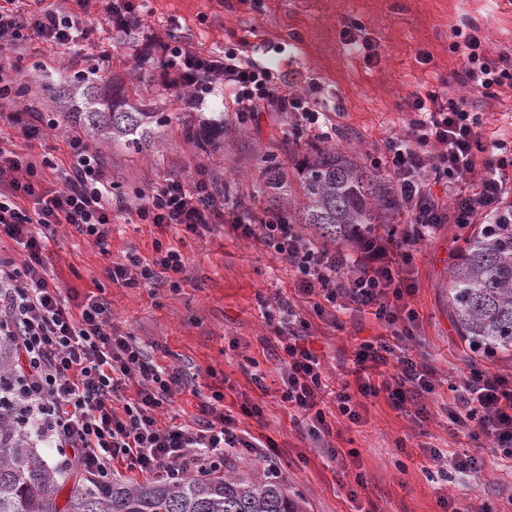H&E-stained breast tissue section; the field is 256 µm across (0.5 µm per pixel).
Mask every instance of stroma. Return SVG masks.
Instances as JSON below:
<instances>
[{
  "label": "stroma",
  "mask_w": 512,
  "mask_h": 512,
  "mask_svg": "<svg viewBox=\"0 0 512 512\" xmlns=\"http://www.w3.org/2000/svg\"><path fill=\"white\" fill-rule=\"evenodd\" d=\"M89 17L94 28L82 57L64 56L33 35L21 46V80L33 90L27 104L58 121L34 141L32 154L53 162L43 171L45 189L60 187L71 127L45 91L48 75L70 76L93 65L106 75L148 79L167 120L161 141L147 154L98 149L105 179L128 211L164 179L190 182L203 169L222 190L225 210L261 213L266 188L258 169L269 154L284 163L290 188L298 186L299 155L288 147L292 115L263 113L258 123L241 127L220 153L181 136L182 113L220 112L224 105L215 96L201 105L179 98L163 84L162 46L169 36L202 53L244 42L246 53L278 64L298 90L316 79L319 105L333 114L332 143L363 158L381 152L387 138L406 132L410 115L400 105L408 95L439 89L442 79L462 71L453 29L478 30L486 34L491 56H512V0H147L141 26L121 35L106 22L103 5L92 7ZM346 21L352 25L347 37L342 34ZM470 103L483 115L487 138H512V85L495 88L488 98L473 95ZM158 241L185 260L177 289L130 288L108 279L109 263L122 261L131 250L153 259ZM460 245L456 226L444 224L413 253L416 288L406 303L416 321L406 348L437 371L434 391L425 397L428 419L421 422L413 412L394 408L383 393L367 401L357 424L330 402L324 410L329 432L319 441L295 426L280 404L279 348L266 315L274 311L276 298L294 297L295 279L271 250L239 238L225 223L200 236L184 235L166 226L133 223L122 214L112 226L108 254H101L91 237L61 225L47 244V256L49 275L74 302L89 294L101 298L113 325L133 336L160 369L182 373L186 388L161 408L163 422H192L211 386H223L224 407L237 416L239 427L277 443L281 456L276 463L289 486L307 499L310 512H468L482 503L491 512H503L512 498V464L486 448L488 467L481 474L455 468L456 455L471 451L472 443L457 434L451 385L474 369L512 374V366L469 357L452 320L448 267ZM297 310L309 324L310 346L330 384L355 385L357 348L386 337V330L370 314L341 313L332 325L312 304L299 303ZM258 374L264 377L261 389L253 382ZM245 402L257 404L261 418L243 415ZM328 446L345 454V466L327 460L323 450ZM432 448L444 453L439 467L445 479L431 480L425 472ZM447 497L452 505H444Z\"/></svg>",
  "instance_id": "obj_1"
}]
</instances>
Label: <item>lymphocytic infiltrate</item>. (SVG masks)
Returning <instances> with one entry per match:
<instances>
[{"label":"lymphocytic infiltrate","mask_w":512,"mask_h":512,"mask_svg":"<svg viewBox=\"0 0 512 512\" xmlns=\"http://www.w3.org/2000/svg\"><path fill=\"white\" fill-rule=\"evenodd\" d=\"M59 52L81 54L88 36L82 20L59 0H0V107L17 131L20 148L0 146V236L13 240L20 257L0 253V342L13 350V384L0 394L24 417L23 432L54 449L58 466L77 467L88 481L111 476L122 467L143 476L175 479L192 464L223 465L229 450L251 447L224 412V394L212 390L190 425H164L156 412L185 388L179 372L158 370L133 337L110 320L106 303L90 296L71 303L47 275L46 243L55 226L68 224L107 250L115 214L121 205L102 180L99 158L78 137H70L69 164L59 189L43 190V176L30 154L51 122L42 113L20 107L26 87L17 77L22 65L16 47L28 34ZM481 36L465 37L464 68L454 79L473 92L512 84V59L488 57ZM168 66L178 85L193 89L202 101L223 89L241 124L260 113L297 117L298 131L321 129L328 115L310 95L289 89L284 75L267 61L235 47L201 55L178 40L166 45ZM412 118L404 138L389 141L373 165L385 169L400 210L411 221L401 233L369 232L352 248L304 238L297 225L278 214L254 219L251 213H225L224 200L206 178L191 182L168 178L144 194L135 214L143 224H163L199 235L227 222L241 238L272 249L292 269L299 298L316 312L369 311L390 332L391 341L361 344L353 363L357 390H331L317 354L307 346L305 324L275 327L281 348L280 397L310 417L313 436L326 429L320 405L333 394L336 407L351 422L361 420V399L386 393L397 409L414 404V416L428 417L419 398L433 389L434 369L427 362L397 354L393 342L411 335L414 313L398 303L412 294L413 246L444 224H472L505 211L512 194V140H487L481 116L468 99L445 90L416 92L405 103ZM448 188V200L435 187ZM184 259L171 247H157L152 261L126 255L110 265L113 283L176 287ZM396 358L397 372L375 385L370 372ZM456 423L471 440L488 438L496 457L512 460V380L472 371L456 389Z\"/></svg>","instance_id":"f902f5d3"}]
</instances>
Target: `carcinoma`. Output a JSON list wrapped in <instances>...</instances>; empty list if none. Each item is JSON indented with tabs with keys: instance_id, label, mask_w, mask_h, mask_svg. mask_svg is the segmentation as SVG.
<instances>
[{
	"instance_id": "cac0c4a2",
	"label": "carcinoma",
	"mask_w": 512,
	"mask_h": 512,
	"mask_svg": "<svg viewBox=\"0 0 512 512\" xmlns=\"http://www.w3.org/2000/svg\"><path fill=\"white\" fill-rule=\"evenodd\" d=\"M68 104L72 126L100 142L148 152L163 121L139 82L107 81L81 74L53 83ZM181 135L217 151L224 147V113L191 112ZM300 196L284 189L287 176L277 156L262 160L259 179L271 189L263 210L306 226L314 241L353 243L375 224L388 223L395 194L378 169L321 140L306 143L297 165ZM448 301L469 351L486 359L512 360V222L479 226L449 265ZM12 351L0 344V376L10 384ZM64 484L24 436L19 419L0 412V512H308L306 498L281 473L257 461L205 466L186 478L143 482Z\"/></svg>"
}]
</instances>
